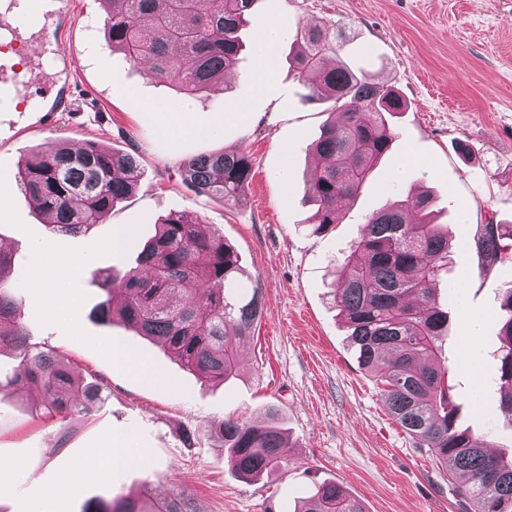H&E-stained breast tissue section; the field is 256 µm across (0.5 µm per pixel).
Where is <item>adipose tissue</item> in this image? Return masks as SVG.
<instances>
[{"label": "adipose tissue", "instance_id": "obj_1", "mask_svg": "<svg viewBox=\"0 0 512 512\" xmlns=\"http://www.w3.org/2000/svg\"><path fill=\"white\" fill-rule=\"evenodd\" d=\"M286 36V31L274 22L268 23L259 32L254 43V53L259 65L260 87L274 83L277 50ZM152 108L161 134L173 140L188 139L203 133L218 136L223 134L226 123L245 124L250 120L249 112L240 107L225 113L214 112L208 116L193 111L186 102H156Z\"/></svg>", "mask_w": 512, "mask_h": 512}]
</instances>
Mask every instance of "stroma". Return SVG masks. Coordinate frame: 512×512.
<instances>
[{
	"mask_svg": "<svg viewBox=\"0 0 512 512\" xmlns=\"http://www.w3.org/2000/svg\"><path fill=\"white\" fill-rule=\"evenodd\" d=\"M102 0H72L60 21L75 55L69 112L42 104L0 112V243L12 265L7 283L32 336L104 398L91 417L66 421L42 415L39 398L22 384L0 389V512H82L106 492L137 493L151 485L166 496L187 491L201 512H294L315 486L333 482L360 499L367 512H462L446 472L396 423L376 378L356 359L329 290L339 261L363 231L366 216L427 190L432 218L448 232V271L435 296L448 312L438 357L450 370L458 422L488 448L512 453V420L500 407V302L512 287V266H486L474 239L480 225L512 224V0H255L241 31L245 49L222 94L195 99L194 111L243 105L247 124H227L220 138L172 141L134 102L179 100L170 78L146 75L114 51L104 35ZM275 22L292 37L278 50L277 81L258 90L250 46ZM315 22L342 34L334 62L367 71L394 86L408 103L394 116L395 138L356 199L343 202L337 224L311 230L315 208L305 194L327 102H308L291 60L293 34ZM96 142L134 154L140 177L132 194L104 223L77 234L50 233L16 188L19 160L60 144ZM470 156L462 158L459 144ZM242 151L252 180L234 206L197 195L181 176L192 156ZM422 160L410 179L393 178L406 154ZM289 162L293 181L272 173ZM193 211L207 232L236 250L247 287L258 288L262 314L241 347L243 371L226 383H207L182 369L161 346L120 321L96 314L102 299L96 270L134 264L139 243L168 214ZM46 246L36 257L38 246ZM78 263L60 278L66 300L42 309L32 277L36 261ZM478 320L470 335V320ZM134 356L120 366L113 349ZM276 409L292 445L287 465L256 481L242 480L224 462L215 431L227 418L263 420ZM64 447H56L60 428ZM133 458L113 479L77 478L87 453L106 442ZM75 481L67 493L57 486Z\"/></svg>",
	"mask_w": 512,
	"mask_h": 512,
	"instance_id": "obj_1",
	"label": "stroma"
}]
</instances>
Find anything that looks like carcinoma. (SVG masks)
I'll return each instance as SVG.
<instances>
[{"label":"carcinoma","instance_id":"cac0c4a2","mask_svg":"<svg viewBox=\"0 0 512 512\" xmlns=\"http://www.w3.org/2000/svg\"><path fill=\"white\" fill-rule=\"evenodd\" d=\"M105 30L112 47L133 66L167 74L181 94L222 92L224 76L239 62V28L255 0H105ZM299 79L307 99L327 98L341 122L329 120L316 142L321 168L307 183L316 206L314 232L336 223L341 201L352 198L390 150L389 117L406 111L392 86L345 64L324 66L336 52V35L319 26L297 31ZM183 181L198 195L238 203L251 180L244 152L200 154L182 165ZM19 190L56 233H78L103 223L138 181L131 153L89 143L77 151L61 144L50 153L22 158L14 174ZM432 201L409 193L401 204L367 217L360 239L348 247L330 294L344 318L358 363L381 385L387 408L416 447L448 471L451 490L465 512H512V460L488 451L456 422L448 368L435 362L436 341L448 330V313L434 284L448 270V233L428 220ZM511 224H484L475 246L487 265L509 261ZM11 256L0 249V357L18 360L14 377L41 397L49 414L88 417L102 401V387L84 386L51 350L25 330L5 275ZM239 258L224 237L207 235L190 212L155 222V234L136 264L98 272L104 292L97 313L118 318L159 341L182 365L213 382L238 376L239 345L261 314L258 289L238 281ZM501 410L512 417V288L501 301ZM217 433L225 461L240 477L255 479L288 462V437L276 411L254 422L228 418ZM83 512H199L184 493L155 497L116 494L94 498ZM296 512H366L339 485L324 483Z\"/></svg>","mask_w":512,"mask_h":512}]
</instances>
